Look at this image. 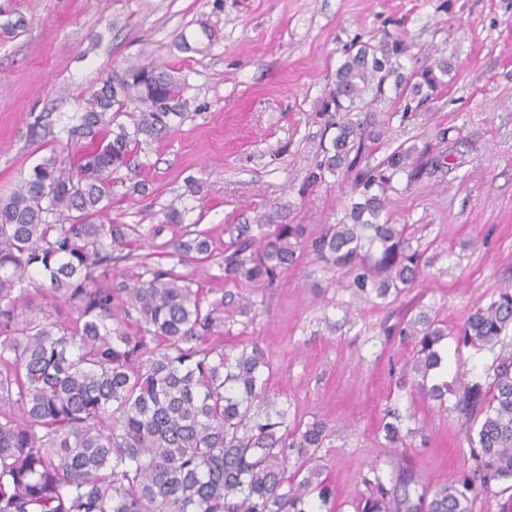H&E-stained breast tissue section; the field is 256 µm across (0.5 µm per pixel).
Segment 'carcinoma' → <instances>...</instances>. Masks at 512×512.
<instances>
[{
  "label": "carcinoma",
  "mask_w": 512,
  "mask_h": 512,
  "mask_svg": "<svg viewBox=\"0 0 512 512\" xmlns=\"http://www.w3.org/2000/svg\"><path fill=\"white\" fill-rule=\"evenodd\" d=\"M407 45L390 35L346 52L319 112L336 129L306 182L355 173L344 215L313 236L304 224H227L222 288L143 262L117 278L160 227L106 221L114 175L142 145L183 119L186 78L153 60L130 63L89 91L65 129L89 139L69 158L51 150L0 197V512H323L333 489L317 454L334 429L292 419L269 398L271 360L258 343L224 350L237 290L272 288L306 252L351 276L348 287L384 300L412 287L437 255L406 224L393 223L387 193L406 176L420 181L447 156L429 144L397 147L359 168L370 139L368 114L387 90H409L402 115L446 84L441 57L406 75ZM127 114L132 126L119 121ZM180 263L214 257L207 233L162 244ZM37 299L49 305L34 309ZM512 327V284L477 304L458 331L465 347H493ZM413 345L417 392L445 403L448 383L427 385L441 367L448 325L421 312L398 326ZM466 419L474 468L411 492L364 479L357 512H472L492 486L512 490V348L500 350L489 380L453 390ZM386 410L391 448L419 430ZM295 470L288 472L289 460Z\"/></svg>",
  "instance_id": "carcinoma-1"
}]
</instances>
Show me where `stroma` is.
Here are the masks:
<instances>
[{"label":"stroma","mask_w":512,"mask_h":512,"mask_svg":"<svg viewBox=\"0 0 512 512\" xmlns=\"http://www.w3.org/2000/svg\"><path fill=\"white\" fill-rule=\"evenodd\" d=\"M387 34L410 47L405 72L438 52L452 67L419 111L400 116L388 94L367 143L374 164L400 145L457 142L454 164L389 195L395 222L435 241L438 262L382 302L306 255L275 287L250 291L251 314L224 328L225 348H267L268 392L290 415L334 426L319 451L333 512H355L367 478L390 486L408 469L435 487L473 465L462 416L396 388L413 351L386 329L438 314L450 331L442 380L454 388L492 373L498 348L458 347L456 333L475 304L512 284V0H0V196L51 151L52 137L30 136L37 115L61 128L129 60L185 75L184 119L120 173L109 211L118 224L161 226L149 253L176 233L171 207L219 248L225 225L260 214L314 234L336 223L351 176L305 184L326 141L317 105L346 50ZM391 407L424 430L401 456L381 430Z\"/></svg>","instance_id":"obj_1"}]
</instances>
